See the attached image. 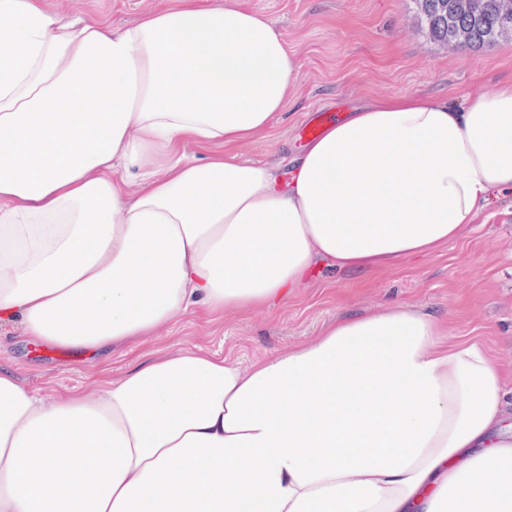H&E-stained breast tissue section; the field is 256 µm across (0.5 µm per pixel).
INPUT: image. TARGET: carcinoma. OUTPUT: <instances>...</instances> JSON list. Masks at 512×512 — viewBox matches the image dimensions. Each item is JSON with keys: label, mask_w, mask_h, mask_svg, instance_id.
<instances>
[{"label": "carcinoma", "mask_w": 512, "mask_h": 512, "mask_svg": "<svg viewBox=\"0 0 512 512\" xmlns=\"http://www.w3.org/2000/svg\"><path fill=\"white\" fill-rule=\"evenodd\" d=\"M419 23L428 24L433 41L445 43L452 29L461 28L468 34L466 48H480L494 44L502 36V29L512 24L504 14L501 0H481L476 10H465L456 0H414Z\"/></svg>", "instance_id": "carcinoma-1"}]
</instances>
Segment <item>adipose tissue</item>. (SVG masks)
<instances>
[{
    "label": "adipose tissue",
    "mask_w": 512,
    "mask_h": 512,
    "mask_svg": "<svg viewBox=\"0 0 512 512\" xmlns=\"http://www.w3.org/2000/svg\"><path fill=\"white\" fill-rule=\"evenodd\" d=\"M298 69L244 5L115 28L0 0V324L120 347L430 256L512 190V84L372 99L288 170L241 161ZM511 405L483 342L402 304L246 367L162 352L91 393L0 365V512H512Z\"/></svg>",
    "instance_id": "obj_1"
}]
</instances>
